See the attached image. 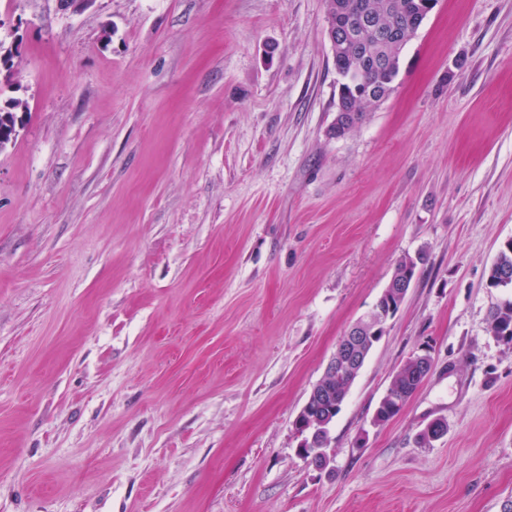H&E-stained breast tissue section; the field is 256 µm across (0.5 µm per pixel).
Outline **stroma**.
Instances as JSON below:
<instances>
[{
  "mask_svg": "<svg viewBox=\"0 0 512 512\" xmlns=\"http://www.w3.org/2000/svg\"><path fill=\"white\" fill-rule=\"evenodd\" d=\"M0 43V512H502L512 0H438L340 138L324 0H0ZM406 257L309 468L294 420ZM27 106L22 100L11 98L0 103V151L5 150L17 136L19 112H26ZM487 284L492 288L512 285V240L501 247L490 268ZM489 332L506 344L512 343V302L490 310ZM415 357L406 361L397 370L387 394L376 409V417L382 424L399 414L404 402L416 391L422 380L419 379Z\"/></svg>",
  "mask_w": 512,
  "mask_h": 512,
  "instance_id": "35a3bbf8",
  "label": "stroma"
}]
</instances>
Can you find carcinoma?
I'll list each match as a JSON object with an SVG mask.
<instances>
[{
  "mask_svg": "<svg viewBox=\"0 0 512 512\" xmlns=\"http://www.w3.org/2000/svg\"><path fill=\"white\" fill-rule=\"evenodd\" d=\"M343 9L336 11V0H325L326 21L344 32L357 30L332 47L336 72L343 78L338 102L351 114L352 125L365 117L376 101L364 97L367 88L393 90L399 73L400 55L424 18L419 14V0H342ZM22 100L11 98L0 103V151L17 136L19 113L26 111ZM417 262L406 257L396 266L393 277L413 281ZM488 286L512 285V240L501 247L490 268ZM490 335L512 343V302L497 306L489 313ZM419 379L414 359L406 361L395 373L387 394L376 409V417L386 423L399 414L404 402L416 391ZM354 380L336 377L330 385L333 402L318 405V417L329 422L339 414Z\"/></svg>",
  "mask_w": 512,
  "mask_h": 512,
  "instance_id": "carcinoma-1",
  "label": "carcinoma"
}]
</instances>
